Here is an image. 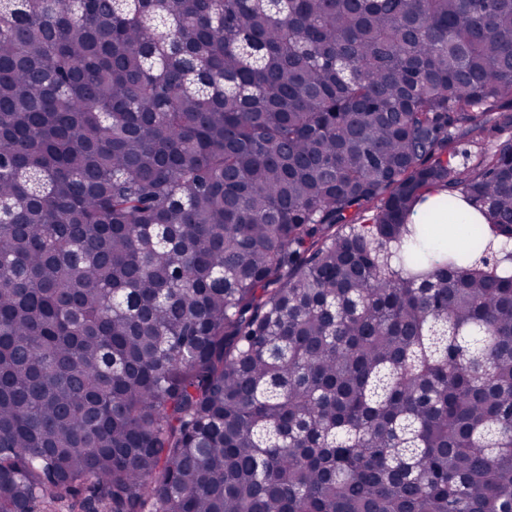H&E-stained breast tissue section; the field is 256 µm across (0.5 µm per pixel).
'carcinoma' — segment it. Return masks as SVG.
Returning a JSON list of instances; mask_svg holds the SVG:
<instances>
[{"label": "carcinoma", "instance_id": "1", "mask_svg": "<svg viewBox=\"0 0 512 512\" xmlns=\"http://www.w3.org/2000/svg\"><path fill=\"white\" fill-rule=\"evenodd\" d=\"M506 130L512 0H0V512H512ZM439 199H448V191H439L433 194L424 208L413 216L416 224L435 223V224H452L448 219V208L446 210L434 207V203ZM431 221V222H428Z\"/></svg>", "mask_w": 512, "mask_h": 512}]
</instances>
